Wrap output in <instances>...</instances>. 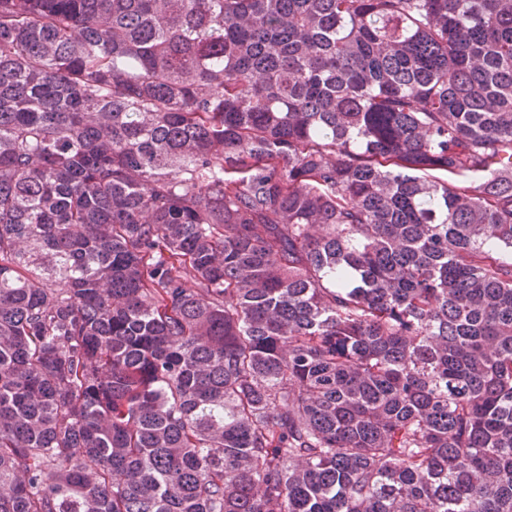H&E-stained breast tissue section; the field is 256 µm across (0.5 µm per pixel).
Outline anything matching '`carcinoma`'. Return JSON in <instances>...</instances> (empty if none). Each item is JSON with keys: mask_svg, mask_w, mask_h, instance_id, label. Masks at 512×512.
Listing matches in <instances>:
<instances>
[{"mask_svg": "<svg viewBox=\"0 0 512 512\" xmlns=\"http://www.w3.org/2000/svg\"><path fill=\"white\" fill-rule=\"evenodd\" d=\"M0 512H512V0H0Z\"/></svg>", "mask_w": 512, "mask_h": 512, "instance_id": "obj_1", "label": "carcinoma"}]
</instances>
